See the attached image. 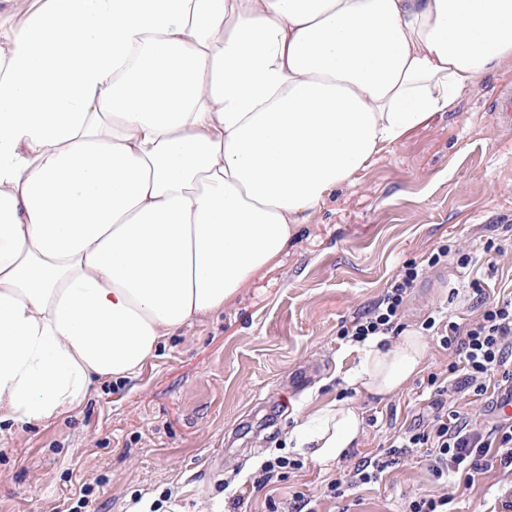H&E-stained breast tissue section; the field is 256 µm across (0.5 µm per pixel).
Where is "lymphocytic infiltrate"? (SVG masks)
I'll return each mask as SVG.
<instances>
[{
  "instance_id": "1",
  "label": "lymphocytic infiltrate",
  "mask_w": 512,
  "mask_h": 512,
  "mask_svg": "<svg viewBox=\"0 0 512 512\" xmlns=\"http://www.w3.org/2000/svg\"><path fill=\"white\" fill-rule=\"evenodd\" d=\"M418 276L414 266L398 274L383 298L345 329V336L362 343L369 337L394 332L399 308ZM442 328L441 345L456 355L448 371L463 372L476 399L512 390V299L484 307L467 326L450 320ZM435 392L431 421L409 428L383 453L358 463L349 478L351 485L382 481L397 458L420 448L426 451L430 474L443 484L457 476L473 483L482 460L488 457L498 460L500 467L512 469V422L503 419L491 426L478 423L469 414L448 406L447 387H436Z\"/></svg>"
}]
</instances>
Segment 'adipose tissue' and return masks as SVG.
Masks as SVG:
<instances>
[{"label":"adipose tissue","mask_w":512,"mask_h":512,"mask_svg":"<svg viewBox=\"0 0 512 512\" xmlns=\"http://www.w3.org/2000/svg\"><path fill=\"white\" fill-rule=\"evenodd\" d=\"M510 61L512 0H50L0 51V422L135 376ZM425 358L376 338L348 383ZM363 431L334 400L287 442L328 470Z\"/></svg>","instance_id":"obj_1"}]
</instances>
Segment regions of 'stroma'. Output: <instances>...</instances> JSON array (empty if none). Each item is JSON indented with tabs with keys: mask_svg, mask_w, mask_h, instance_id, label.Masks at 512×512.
Returning a JSON list of instances; mask_svg holds the SVG:
<instances>
[{
	"mask_svg": "<svg viewBox=\"0 0 512 512\" xmlns=\"http://www.w3.org/2000/svg\"><path fill=\"white\" fill-rule=\"evenodd\" d=\"M512 64L491 72L454 109L434 115L382 152L354 185L299 225L286 251L229 302L176 331L137 377L94 383L76 408L42 422L0 424V512H404L409 498L447 493L457 512H494L512 472L492 467L472 487L444 486L422 453L382 482L346 481L399 431L430 419L431 377L451 381L457 405L496 421L476 403L428 317L473 319L475 300L512 298V122L499 104ZM445 252L428 267L427 257ZM420 273L401 329L427 344L423 370L384 400L356 394L345 377L361 358L343 331L373 306L403 268ZM480 280L481 294L470 283ZM351 399L364 417L356 448L330 470L312 461L281 469L257 489L256 465L296 459L287 432L318 406ZM346 484L341 498L327 486Z\"/></svg>",
	"mask_w": 512,
	"mask_h": 512,
	"instance_id": "obj_1",
	"label": "stroma"
}]
</instances>
